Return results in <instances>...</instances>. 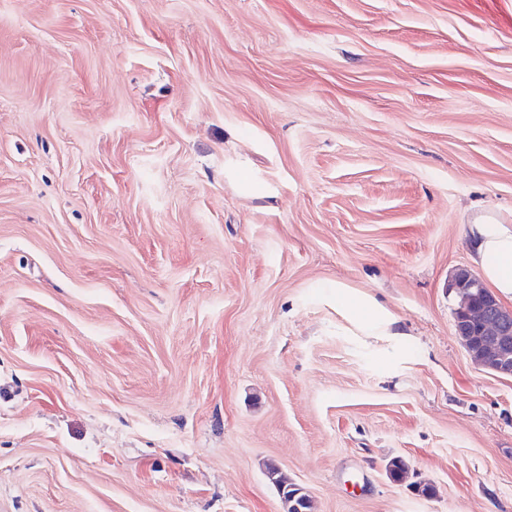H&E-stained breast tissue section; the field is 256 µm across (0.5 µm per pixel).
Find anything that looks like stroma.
I'll return each instance as SVG.
<instances>
[{"instance_id": "35a3bbf8", "label": "stroma", "mask_w": 512, "mask_h": 512, "mask_svg": "<svg viewBox=\"0 0 512 512\" xmlns=\"http://www.w3.org/2000/svg\"><path fill=\"white\" fill-rule=\"evenodd\" d=\"M483 213L512 0H0V512H512ZM450 288L461 297L454 322L472 360L482 368L512 376V309L505 308L482 279L457 269ZM280 494L284 505V512H306L311 511V503L307 495H302L303 491L295 486L285 489L289 483L288 479L280 476L278 479ZM306 508V509H302Z\"/></svg>"}]
</instances>
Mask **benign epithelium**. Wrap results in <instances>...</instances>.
Wrapping results in <instances>:
<instances>
[{
	"label": "benign epithelium",
	"instance_id": "1",
	"mask_svg": "<svg viewBox=\"0 0 512 512\" xmlns=\"http://www.w3.org/2000/svg\"><path fill=\"white\" fill-rule=\"evenodd\" d=\"M450 287L461 297L454 322L472 360L482 368L512 376V309L502 305L482 279L465 268L457 269ZM284 512H307L309 497L288 479L278 478Z\"/></svg>",
	"mask_w": 512,
	"mask_h": 512
}]
</instances>
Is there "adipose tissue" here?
Instances as JSON below:
<instances>
[{
  "mask_svg": "<svg viewBox=\"0 0 512 512\" xmlns=\"http://www.w3.org/2000/svg\"><path fill=\"white\" fill-rule=\"evenodd\" d=\"M472 259L498 293L512 298V221L482 215L468 226Z\"/></svg>",
  "mask_w": 512,
  "mask_h": 512,
  "instance_id": "adipose-tissue-1",
  "label": "adipose tissue"
}]
</instances>
